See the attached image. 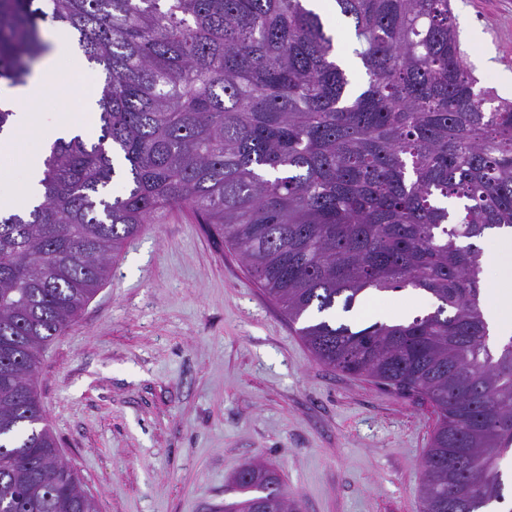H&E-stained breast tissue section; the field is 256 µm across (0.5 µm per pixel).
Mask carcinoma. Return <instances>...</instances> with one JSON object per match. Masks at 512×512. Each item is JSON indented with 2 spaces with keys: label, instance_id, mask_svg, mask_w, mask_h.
I'll return each mask as SVG.
<instances>
[{
  "label": "carcinoma",
  "instance_id": "cac0c4a2",
  "mask_svg": "<svg viewBox=\"0 0 512 512\" xmlns=\"http://www.w3.org/2000/svg\"><path fill=\"white\" fill-rule=\"evenodd\" d=\"M356 87L311 0H0V80L77 38L101 78V135L56 141L43 201L0 214V512H97L44 424L42 351L158 213H188L245 261L315 360L429 400L423 512L503 500L512 340L481 305L484 231L512 227V101L476 88L451 0H334ZM128 189L112 196L116 174ZM433 311L353 324L368 291ZM260 512H298L276 470L233 478Z\"/></svg>",
  "mask_w": 512,
  "mask_h": 512
}]
</instances>
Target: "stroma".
Segmentation results:
<instances>
[{
  "instance_id": "stroma-1",
  "label": "stroma",
  "mask_w": 512,
  "mask_h": 512,
  "mask_svg": "<svg viewBox=\"0 0 512 512\" xmlns=\"http://www.w3.org/2000/svg\"><path fill=\"white\" fill-rule=\"evenodd\" d=\"M480 87L511 98L512 0H452ZM98 96L94 69L36 107L42 127ZM431 298L377 294L379 320ZM36 387L63 461L98 512H217L262 460L298 512H422L428 400L315 361L241 256L188 214L128 239L107 282L40 358Z\"/></svg>"
}]
</instances>
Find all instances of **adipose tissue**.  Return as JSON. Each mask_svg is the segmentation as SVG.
Instances as JSON below:
<instances>
[{"label": "adipose tissue", "instance_id": "obj_1", "mask_svg": "<svg viewBox=\"0 0 512 512\" xmlns=\"http://www.w3.org/2000/svg\"><path fill=\"white\" fill-rule=\"evenodd\" d=\"M83 68L84 63L70 41L58 37L54 40L52 53L26 84L10 87L0 81V102L14 112L9 125L0 132V156L20 157L27 170L21 197L9 201L11 209L26 208L34 203L40 189L38 181L43 176V154L21 151L27 136L38 134L50 143L60 138L68 140L90 134L87 113L64 114L55 126L45 130L41 128L35 110L52 87L70 85L72 73ZM486 239L488 245L482 257V306L491 333L490 340L499 343L512 339V227L491 229Z\"/></svg>", "mask_w": 512, "mask_h": 512}]
</instances>
